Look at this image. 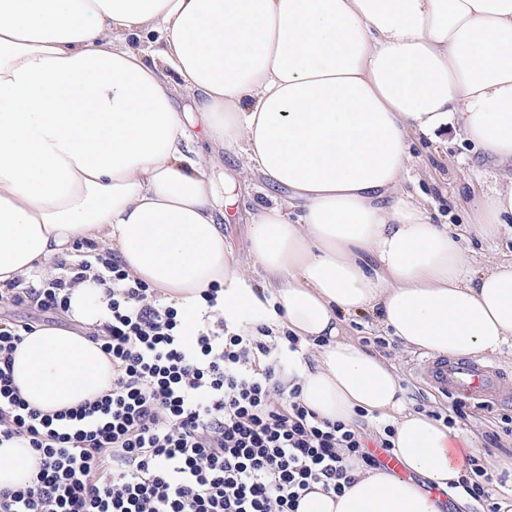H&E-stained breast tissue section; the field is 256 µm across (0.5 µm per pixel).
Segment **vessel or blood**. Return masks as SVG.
Masks as SVG:
<instances>
[{"instance_id":"vessel-or-blood-1","label":"vessel or blood","mask_w":512,"mask_h":512,"mask_svg":"<svg viewBox=\"0 0 512 512\" xmlns=\"http://www.w3.org/2000/svg\"><path fill=\"white\" fill-rule=\"evenodd\" d=\"M418 370L438 393L484 402L499 399L512 382L492 362L481 358L428 356Z\"/></svg>"}]
</instances>
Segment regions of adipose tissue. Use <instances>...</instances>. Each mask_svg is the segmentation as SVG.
Instances as JSON below:
<instances>
[{"mask_svg": "<svg viewBox=\"0 0 512 512\" xmlns=\"http://www.w3.org/2000/svg\"><path fill=\"white\" fill-rule=\"evenodd\" d=\"M155 34L149 47L137 39ZM244 175L286 189L260 208L254 285L224 241V200L177 93ZM455 129L496 171L473 227L434 223L407 190L411 140ZM512 222V0H0V289L48 273L86 239L165 300L195 311L217 289L226 321L319 343L288 361L319 417L392 424V453L426 486L356 468L338 498L298 512H440L430 488L465 472L443 422L405 407L393 366L344 335L377 313L406 348L455 359L512 346V259L472 267L468 233ZM101 291L75 288L66 318L11 362L46 414L103 394L112 361L86 328ZM37 471L0 447V488Z\"/></svg>", "mask_w": 512, "mask_h": 512, "instance_id": "adipose-tissue-1", "label": "adipose tissue"}]
</instances>
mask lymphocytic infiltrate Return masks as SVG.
<instances>
[{
	"label": "lymphocytic infiltrate",
	"mask_w": 512,
	"mask_h": 512,
	"mask_svg": "<svg viewBox=\"0 0 512 512\" xmlns=\"http://www.w3.org/2000/svg\"><path fill=\"white\" fill-rule=\"evenodd\" d=\"M55 260L39 287L7 288L0 304L65 310L72 290L101 286L108 318L93 339L112 360L103 395L52 416L21 397L10 371L23 328L0 323V447L29 448L37 473L0 490V512H297L302 491L333 496L375 464L359 430L319 418L286 386L283 354L297 338L229 329L203 295L194 327L102 248L94 260ZM482 459L471 457L456 493L501 512Z\"/></svg>",
	"instance_id": "obj_1"
}]
</instances>
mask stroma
I'll list each match as a JSON object with an SVG mask.
<instances>
[{"label":"stroma","mask_w":512,"mask_h":512,"mask_svg":"<svg viewBox=\"0 0 512 512\" xmlns=\"http://www.w3.org/2000/svg\"><path fill=\"white\" fill-rule=\"evenodd\" d=\"M190 131L197 149L211 160L208 175L231 199L224 213L225 240L238 263L246 270H253V259L248 251L250 217L261 204L268 202L271 192L263 188L260 179L242 182V163L237 152L214 147L205 136L201 122H193ZM411 153L413 180L407 188L426 199L434 221L453 225L473 221L482 187L469 176V165L478 160L471 145L451 130L441 134L435 142H413ZM345 333L372 354L394 365L407 408L456 414V430L463 437L478 440L482 459L512 457V398L486 406L468 399L460 403L436 395L415 370L416 353L391 338L374 316L349 318Z\"/></svg>","instance_id":"obj_1"}]
</instances>
